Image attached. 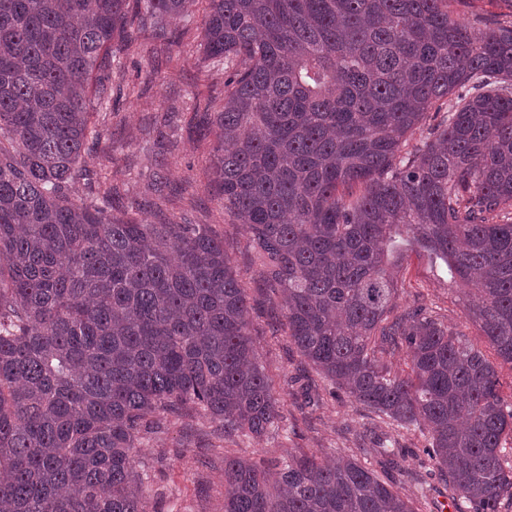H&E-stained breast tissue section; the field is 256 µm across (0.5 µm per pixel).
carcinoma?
Returning a JSON list of instances; mask_svg holds the SVG:
<instances>
[{"label":"carcinoma","mask_w":512,"mask_h":512,"mask_svg":"<svg viewBox=\"0 0 512 512\" xmlns=\"http://www.w3.org/2000/svg\"><path fill=\"white\" fill-rule=\"evenodd\" d=\"M194 0H0V512H146L134 448L194 410L261 438L280 419L245 288L204 224L114 215L86 156L90 105L135 35L171 45ZM211 167L284 329L331 385L418 431L472 512L512 499V402L494 365L418 302L395 311L410 235L512 364V22L457 0H206ZM428 135L411 145L420 126ZM84 181L90 199L70 201ZM406 349L398 372L383 359ZM224 512H415L373 463L224 457ZM453 17L482 30L494 19L512 21V0H466L456 7Z\"/></svg>","instance_id":"cac0c4a2"}]
</instances>
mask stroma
I'll return each mask as SVG.
<instances>
[{"mask_svg":"<svg viewBox=\"0 0 512 512\" xmlns=\"http://www.w3.org/2000/svg\"><path fill=\"white\" fill-rule=\"evenodd\" d=\"M205 8L204 0H197L188 17L169 21L170 32L183 35V47L159 52L151 39L143 37L126 50L121 73L112 77L119 89L117 104L111 112L94 117L101 137L88 166L111 187L115 209L138 202L137 221L156 224L166 218L205 224L223 239L224 252L248 290L255 340L274 379L282 428L261 438L240 435L220 440L206 420L175 414L161 417L158 429L141 436L135 456L148 474L144 486L148 512H224L228 455L272 465L291 453L359 460L374 456V415L344 391H331L280 331V298L263 284L245 226L234 223L224 211L209 168L216 138L194 117L196 103L223 96L222 78L208 76L197 64ZM454 16L477 30L494 19L512 21V0H462ZM160 122L165 125L161 138L152 132ZM398 266L403 282L398 309L425 296L445 323L481 346L496 367L502 396L511 398L512 365L498 359L467 318L444 263L404 240ZM399 443L407 454L390 470L387 482L413 498L418 512H437L448 487L444 475L422 453L424 438L405 432Z\"/></svg>","mask_w":512,"mask_h":512,"instance_id":"35a3bbf8","label":"stroma"}]
</instances>
